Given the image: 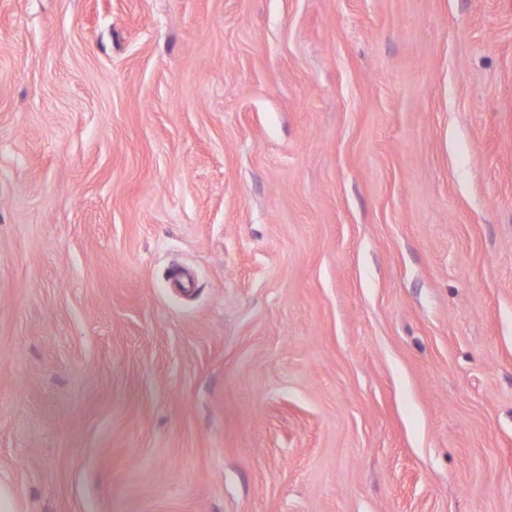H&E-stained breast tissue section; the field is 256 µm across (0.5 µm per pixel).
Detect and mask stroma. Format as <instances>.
Segmentation results:
<instances>
[{
	"label": "stroma",
	"instance_id": "obj_1",
	"mask_svg": "<svg viewBox=\"0 0 512 512\" xmlns=\"http://www.w3.org/2000/svg\"><path fill=\"white\" fill-rule=\"evenodd\" d=\"M21 512H512V0H0Z\"/></svg>",
	"mask_w": 512,
	"mask_h": 512
}]
</instances>
